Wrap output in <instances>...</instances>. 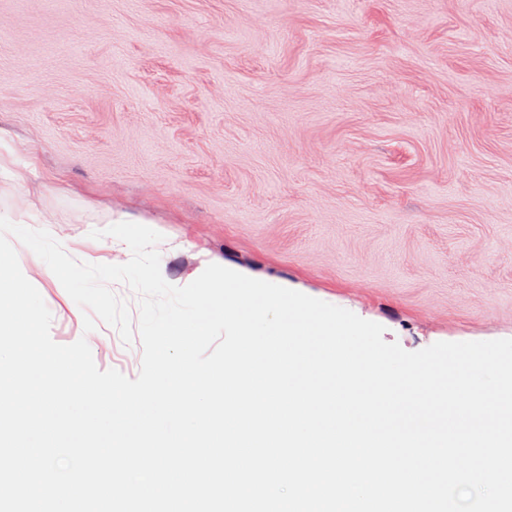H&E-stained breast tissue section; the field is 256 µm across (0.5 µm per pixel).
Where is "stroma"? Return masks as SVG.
Instances as JSON below:
<instances>
[{
	"label": "stroma",
	"instance_id": "1",
	"mask_svg": "<svg viewBox=\"0 0 512 512\" xmlns=\"http://www.w3.org/2000/svg\"><path fill=\"white\" fill-rule=\"evenodd\" d=\"M72 258L118 211L164 279L208 264L384 326L410 352L512 339V0H0V212ZM52 340L140 372L24 245Z\"/></svg>",
	"mask_w": 512,
	"mask_h": 512
}]
</instances>
